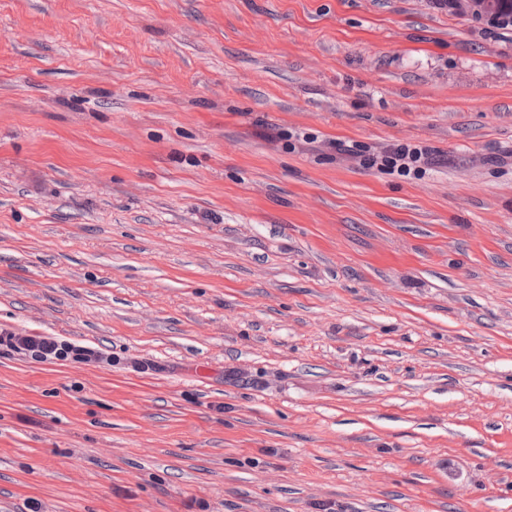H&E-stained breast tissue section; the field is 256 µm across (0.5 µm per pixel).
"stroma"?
<instances>
[{
	"instance_id": "obj_1",
	"label": "stroma",
	"mask_w": 512,
	"mask_h": 512,
	"mask_svg": "<svg viewBox=\"0 0 512 512\" xmlns=\"http://www.w3.org/2000/svg\"><path fill=\"white\" fill-rule=\"evenodd\" d=\"M0 512H512V25L0 0ZM385 158V162L396 168L398 172L403 175H407L414 169V172H418L421 169L418 164H426L428 159L429 151L423 147L411 146L407 144H400L393 148Z\"/></svg>"
}]
</instances>
